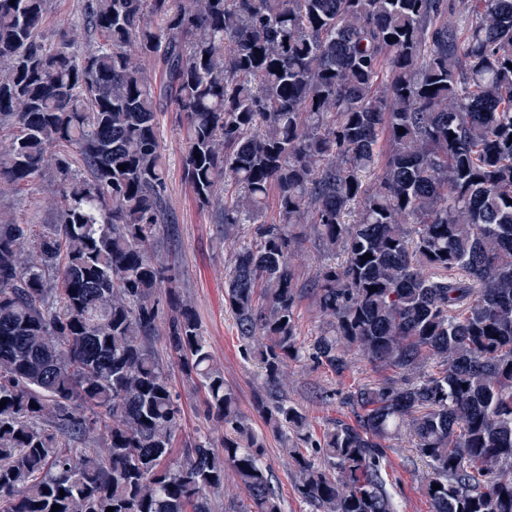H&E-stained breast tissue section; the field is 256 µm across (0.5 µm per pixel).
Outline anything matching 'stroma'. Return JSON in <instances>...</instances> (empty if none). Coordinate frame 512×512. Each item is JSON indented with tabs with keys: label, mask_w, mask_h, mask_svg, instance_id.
<instances>
[{
	"label": "stroma",
	"mask_w": 512,
	"mask_h": 512,
	"mask_svg": "<svg viewBox=\"0 0 512 512\" xmlns=\"http://www.w3.org/2000/svg\"><path fill=\"white\" fill-rule=\"evenodd\" d=\"M157 122L161 151L167 169L166 206L176 236L159 231L154 250L175 276L182 295L192 305L202 333L224 382L236 394L240 411L265 440L264 461L274 476L283 499L284 512H315L295 488V472L290 458L283 453L279 437L269 432L257 410L264 391L258 366L246 357L237 338L234 319L224 303V274L233 258L221 238L216 209L200 208L192 186L185 180L181 157L185 141L179 117L169 104L160 103ZM63 203L57 193L53 173H43L32 182L0 192V217L17 224H56ZM154 350L161 355L169 383L181 406L182 416L175 439V461H183V450L198 433L209 432L212 441H220L219 431H208L203 415V393L166 355L164 336H156ZM350 366L336 374L323 366H313L306 358L288 363L289 402L303 409L313 437H321L333 421L350 419L343 402L347 392L387 378L385 370L373 367L358 354H350ZM429 476L427 463L411 445L408 435L393 439L387 450L384 477L394 494L398 512H432L424 488Z\"/></svg>",
	"instance_id": "obj_1"
}]
</instances>
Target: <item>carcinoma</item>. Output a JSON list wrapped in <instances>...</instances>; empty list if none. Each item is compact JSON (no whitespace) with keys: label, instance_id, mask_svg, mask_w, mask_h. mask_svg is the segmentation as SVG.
<instances>
[{"label":"carcinoma","instance_id":"cac0c4a2","mask_svg":"<svg viewBox=\"0 0 512 512\" xmlns=\"http://www.w3.org/2000/svg\"><path fill=\"white\" fill-rule=\"evenodd\" d=\"M47 4L0 0V185L52 171L64 203L59 224H0V512H214L227 467L231 512H283L263 436L152 252L167 215L148 61L184 176L219 207L225 302L302 498L395 512L385 448L406 429L432 512H512V0H84L86 42L48 40ZM308 234L341 260L305 289L327 326L303 351ZM162 288L168 353L222 430L183 463L152 349ZM352 350L397 377L348 394L354 422L313 440L288 361L340 374ZM244 498V493L237 488L235 476L231 470L224 471V490L220 496L216 497L214 512L227 511V506L232 500ZM226 510V511H225Z\"/></svg>","mask_w":512,"mask_h":512}]
</instances>
